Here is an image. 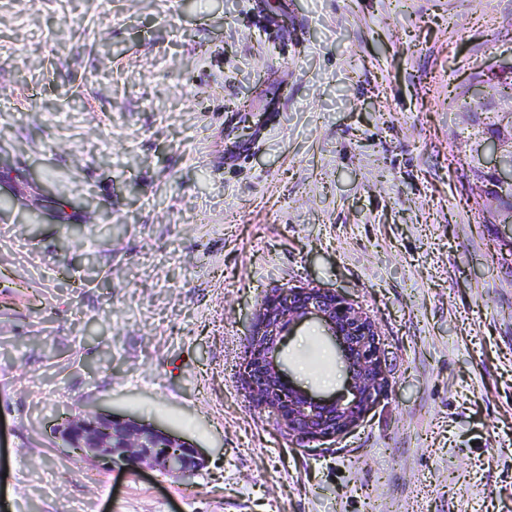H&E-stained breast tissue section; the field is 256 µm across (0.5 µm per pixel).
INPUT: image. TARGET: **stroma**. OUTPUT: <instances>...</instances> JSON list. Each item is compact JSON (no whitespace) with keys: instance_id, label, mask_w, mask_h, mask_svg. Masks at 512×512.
I'll return each instance as SVG.
<instances>
[{"instance_id":"1","label":"stroma","mask_w":512,"mask_h":512,"mask_svg":"<svg viewBox=\"0 0 512 512\" xmlns=\"http://www.w3.org/2000/svg\"><path fill=\"white\" fill-rule=\"evenodd\" d=\"M512 0H0V512H512V267L456 88ZM377 323L389 387L297 444L238 379L273 289ZM292 379L345 381L318 322ZM192 441L175 479L54 433L93 408Z\"/></svg>"}]
</instances>
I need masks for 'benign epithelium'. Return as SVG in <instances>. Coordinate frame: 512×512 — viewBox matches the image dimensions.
Wrapping results in <instances>:
<instances>
[{
    "label": "benign epithelium",
    "instance_id": "obj_1",
    "mask_svg": "<svg viewBox=\"0 0 512 512\" xmlns=\"http://www.w3.org/2000/svg\"><path fill=\"white\" fill-rule=\"evenodd\" d=\"M469 94L483 97L491 112L501 103L487 97L486 86L472 80ZM512 144L490 137L479 147L480 163L498 184H512ZM313 318L336 345L344 364L341 393L322 398L287 376L280 354L285 337L299 321ZM247 396L267 411L289 437L301 442L336 439L358 425L388 387L382 340L374 319L333 288L294 286L268 294L254 314L240 363ZM63 443L86 460L112 470L140 468L184 475L200 469L198 448L179 435L150 423L101 410L66 416L54 428Z\"/></svg>",
    "mask_w": 512,
    "mask_h": 512
}]
</instances>
